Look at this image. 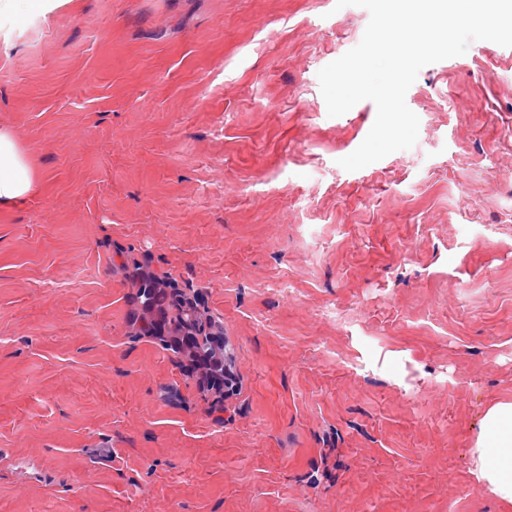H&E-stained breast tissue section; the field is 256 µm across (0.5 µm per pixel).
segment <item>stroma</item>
<instances>
[{
	"instance_id": "obj_1",
	"label": "stroma",
	"mask_w": 512,
	"mask_h": 512,
	"mask_svg": "<svg viewBox=\"0 0 512 512\" xmlns=\"http://www.w3.org/2000/svg\"><path fill=\"white\" fill-rule=\"evenodd\" d=\"M336 0H70L0 41V512H512L469 472L512 399V48L406 94L414 147L349 172L365 100L319 71ZM198 291L239 384L214 417L123 263ZM37 173L13 136L0 130V205L25 200L34 190Z\"/></svg>"
}]
</instances>
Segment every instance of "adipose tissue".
Returning <instances> with one entry per match:
<instances>
[{
    "label": "adipose tissue",
    "mask_w": 512,
    "mask_h": 512,
    "mask_svg": "<svg viewBox=\"0 0 512 512\" xmlns=\"http://www.w3.org/2000/svg\"><path fill=\"white\" fill-rule=\"evenodd\" d=\"M36 181L29 157L9 132L0 130V205L25 200ZM470 473L490 494L512 506V399L486 407L473 444Z\"/></svg>",
    "instance_id": "obj_1"
}]
</instances>
